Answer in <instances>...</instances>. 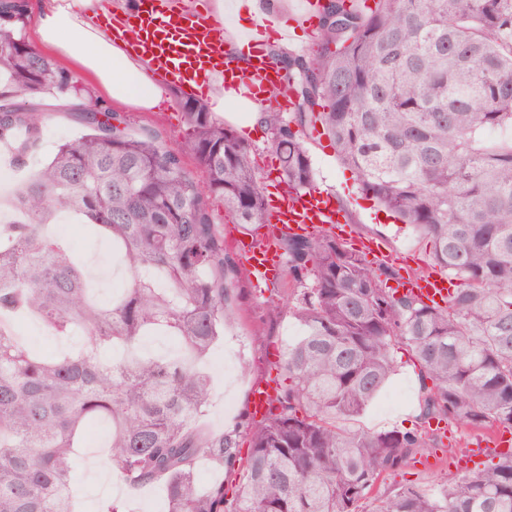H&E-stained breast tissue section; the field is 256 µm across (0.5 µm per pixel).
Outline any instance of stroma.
Returning a JSON list of instances; mask_svg holds the SVG:
<instances>
[{"label": "stroma", "mask_w": 512, "mask_h": 512, "mask_svg": "<svg viewBox=\"0 0 512 512\" xmlns=\"http://www.w3.org/2000/svg\"><path fill=\"white\" fill-rule=\"evenodd\" d=\"M84 86L99 96L102 108L121 110L129 132L156 131L168 147L180 148L186 126L177 100L185 96V89L168 87L158 111L141 112L128 106L115 107L92 81H85ZM80 104V98L68 94L42 96L40 139L23 163H7L5 172H0V186L5 184L17 189L33 170L50 159L60 144L77 140L85 133V126L74 114ZM222 123L232 127L253 151L263 186L277 185L276 172L265 164L266 158L272 155L268 131L263 126L252 125L249 113L240 111L238 102L230 99L224 102ZM304 143L314 167L315 188L333 193L337 205L346 214L349 231L339 235V242L349 243L354 234L375 238L384 244L385 264L389 268L420 275L431 272L430 248L425 239L361 193L351 171L340 163L329 141L310 135L305 137ZM67 221L66 236L76 247L81 261L93 260L112 268L115 273H123L124 268L107 240L84 238L75 216H68ZM228 287L232 294L229 305L235 320L206 360L215 394L209 410L199 420L200 426L215 433L244 425L250 418L252 387L268 380L269 362L276 350L296 340L302 331L294 315L295 299L287 272H279L274 284L262 291L254 287L247 274L230 281ZM272 297L277 300L273 306L268 303ZM393 355L397 363L396 375L353 421V428L377 432L418 427L425 393L419 367L407 347L396 346ZM439 437V444L427 450L420 461L408 462L401 470L386 474L383 487L393 488L407 480L428 484L447 470L461 476L468 474L470 466L465 462V455L477 437L476 432L447 422ZM107 438V430H100L98 440H87L84 448L77 451V493L83 512H99L101 505L111 499L123 503L126 512H163L161 485L144 487L134 495L125 490L108 457Z\"/></svg>", "instance_id": "stroma-1"}]
</instances>
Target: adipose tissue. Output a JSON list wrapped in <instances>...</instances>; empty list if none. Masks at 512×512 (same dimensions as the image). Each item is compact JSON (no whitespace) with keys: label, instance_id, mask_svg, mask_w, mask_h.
<instances>
[{"label":"adipose tissue","instance_id":"1","mask_svg":"<svg viewBox=\"0 0 512 512\" xmlns=\"http://www.w3.org/2000/svg\"><path fill=\"white\" fill-rule=\"evenodd\" d=\"M114 8L113 0H51L36 14L31 37L45 50L71 59L112 102L153 110L163 90L150 79L147 61L131 56L124 41L108 38L101 29Z\"/></svg>","mask_w":512,"mask_h":512}]
</instances>
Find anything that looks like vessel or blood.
<instances>
[{"instance_id":"vessel-or-blood-1","label":"vessel or blood","mask_w":512,"mask_h":512,"mask_svg":"<svg viewBox=\"0 0 512 512\" xmlns=\"http://www.w3.org/2000/svg\"><path fill=\"white\" fill-rule=\"evenodd\" d=\"M280 23L281 16L274 10L254 17L247 37L252 61L244 70L222 51L220 24L198 13H175L168 0H141L131 17L111 19L109 28L114 35L128 37L132 48L150 60L153 73L165 84L182 87L198 82L200 75L218 71L224 75L225 87L244 88L247 97L255 100L281 83L280 71L265 51L269 36L279 31ZM266 208V232L245 235L241 241V253L257 285L270 284L277 275L281 234H300L318 226L334 228L342 222L334 197L316 188L281 197L267 203ZM400 290L438 306L447 301L451 282L438 271L405 275L400 279Z\"/></svg>"}]
</instances>
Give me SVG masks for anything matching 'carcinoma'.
<instances>
[{"instance_id": "cac0c4a2", "label": "carcinoma", "mask_w": 512, "mask_h": 512, "mask_svg": "<svg viewBox=\"0 0 512 512\" xmlns=\"http://www.w3.org/2000/svg\"><path fill=\"white\" fill-rule=\"evenodd\" d=\"M25 0L0 7V140L23 127L33 143L42 95L83 96L90 132L61 145L14 195L20 224L0 225V316L37 315L84 346L34 355L0 331V512H76L74 448L89 423L112 426V465L127 491L159 483L165 512H512V448L467 476L375 493L437 443L430 421L512 430V0H328L311 58L272 54L294 97L292 123L271 106L261 124L290 195L312 188L300 134L322 128L361 192L419 231L432 264L457 281L445 306L387 287L396 273L330 234L286 235L294 312L304 335L279 350L281 379L266 415L239 430L194 424L211 402L202 359L233 319L236 269L215 223L220 199L242 224H265L251 149L205 105L179 99L180 149L156 133L112 126L78 81L22 36ZM196 158L200 182L181 156ZM59 206L117 241L132 278L107 307L90 296L73 252L45 227ZM161 270L156 288L141 271ZM175 336L190 358L144 357L141 337ZM408 346L431 381L419 429L370 433L344 426L395 372ZM238 477L202 490L197 462Z\"/></svg>"}]
</instances>
